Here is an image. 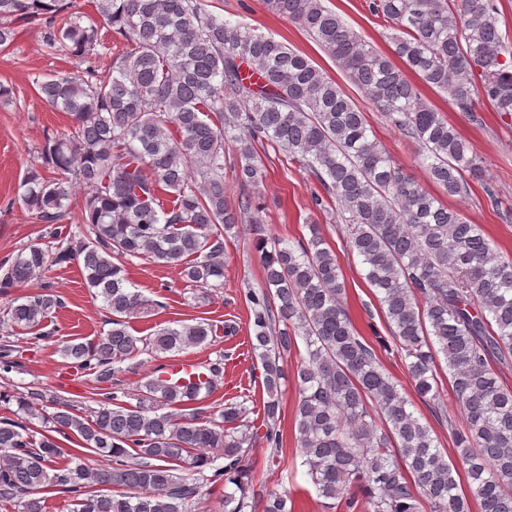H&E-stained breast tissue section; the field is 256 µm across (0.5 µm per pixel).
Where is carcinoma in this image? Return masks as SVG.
Wrapping results in <instances>:
<instances>
[{
  "label": "carcinoma",
  "mask_w": 512,
  "mask_h": 512,
  "mask_svg": "<svg viewBox=\"0 0 512 512\" xmlns=\"http://www.w3.org/2000/svg\"><path fill=\"white\" fill-rule=\"evenodd\" d=\"M298 24L410 142L429 178L449 196L480 175L472 144L417 93L415 76L446 93L461 112L485 101L512 115V48L495 0H369L383 19L391 55L375 50L323 0H263ZM97 18L67 0H0V50L16 24L40 27L50 52L76 70L37 81L39 95L67 113V133L46 138L17 196L43 224L51 251L32 242L0 265V316L12 329L38 331L61 308L53 293L9 298L48 266L77 260L89 293L111 328L58 352L100 383L87 415L46 388L0 391L15 401L0 419V506L44 512L57 491L71 512H195L201 489L224 486V512H290L287 499L249 494L248 454L260 440L278 456L281 383L288 356L305 345L294 377L299 399L294 443L318 495L351 512H470L459 492L464 473L480 512H512V387L499 370L512 364V261L496 252L477 224L449 209L373 137L365 113L312 61L285 44L232 24L205 0H95ZM127 43L109 70L96 58L100 26ZM235 153L239 197L224 190L225 145ZM267 144L319 186L313 204L347 224L346 246L384 311L393 350L414 391L445 415L440 362L465 425L452 429L454 458L356 330L336 252L318 225L290 244L267 234L253 190L263 181L257 146ZM54 170L61 178L44 174ZM85 190L79 225H63L75 188ZM169 198L164 206L161 196ZM250 225L264 276L244 292L267 400L265 432L231 403L215 415L198 407L224 373L226 355L205 376L172 382L167 355L217 342L213 325L179 322L148 336L129 319L159 303L129 281L125 263L146 257L180 267L201 289L224 284V240ZM157 362L129 391L124 363ZM39 425H34V422ZM75 444L64 452L59 438ZM99 458L91 467L83 454Z\"/></svg>",
  "instance_id": "obj_1"
}]
</instances>
